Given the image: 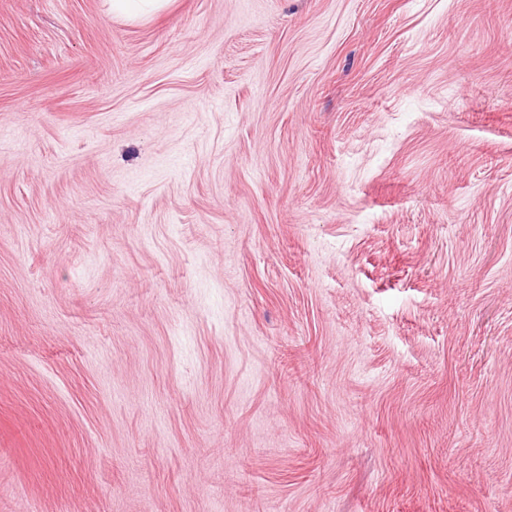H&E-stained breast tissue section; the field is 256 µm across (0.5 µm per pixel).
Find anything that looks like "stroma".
Returning <instances> with one entry per match:
<instances>
[{
  "label": "stroma",
  "mask_w": 512,
  "mask_h": 512,
  "mask_svg": "<svg viewBox=\"0 0 512 512\" xmlns=\"http://www.w3.org/2000/svg\"><path fill=\"white\" fill-rule=\"evenodd\" d=\"M0 512H512V0H0ZM112 13L118 16L137 17L160 7L165 0H110Z\"/></svg>",
  "instance_id": "35a3bbf8"
}]
</instances>
